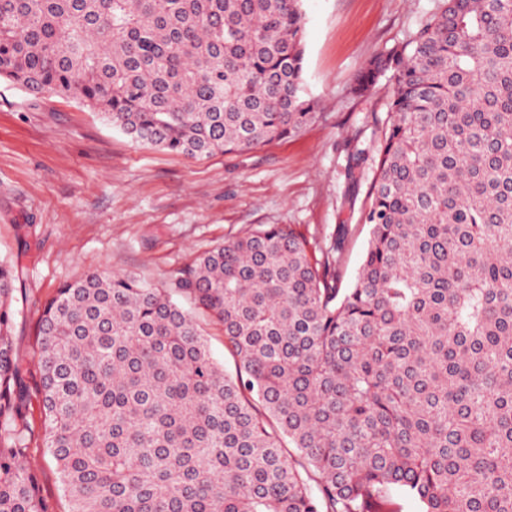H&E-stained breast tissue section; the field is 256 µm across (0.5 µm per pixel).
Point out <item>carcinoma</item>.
<instances>
[{"instance_id": "cac0c4a2", "label": "carcinoma", "mask_w": 512, "mask_h": 512, "mask_svg": "<svg viewBox=\"0 0 512 512\" xmlns=\"http://www.w3.org/2000/svg\"><path fill=\"white\" fill-rule=\"evenodd\" d=\"M302 0H0V79L191 159L298 133ZM388 77L359 273L289 224L167 288L94 271L43 306L34 432L0 261V512H512V0H442L350 86ZM186 295L224 328L213 358ZM32 461L37 470L40 494L52 503L55 512L67 511L68 504L61 492L55 463L46 449L32 448Z\"/></svg>"}]
</instances>
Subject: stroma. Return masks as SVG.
<instances>
[{"mask_svg":"<svg viewBox=\"0 0 512 512\" xmlns=\"http://www.w3.org/2000/svg\"><path fill=\"white\" fill-rule=\"evenodd\" d=\"M440 0H303L306 89L322 114L296 135L204 159L134 143L71 98L0 80V258L14 262L11 329L26 415L39 426L41 309L64 281L106 269L161 286L261 224H289L322 256L343 238L342 287L369 240L364 212L388 120L386 82L355 98L358 71Z\"/></svg>","mask_w":512,"mask_h":512,"instance_id":"obj_1","label":"stroma"}]
</instances>
